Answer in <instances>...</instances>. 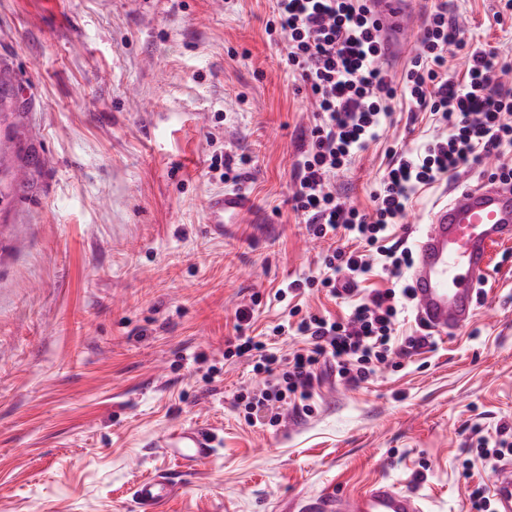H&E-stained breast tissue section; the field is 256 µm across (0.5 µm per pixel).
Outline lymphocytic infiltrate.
Here are the masks:
<instances>
[{
  "mask_svg": "<svg viewBox=\"0 0 512 512\" xmlns=\"http://www.w3.org/2000/svg\"><path fill=\"white\" fill-rule=\"evenodd\" d=\"M267 30L286 41L285 66L304 86L316 114L296 164L290 202L313 238L328 244L320 271L289 282L277 297L317 288L350 304L341 319L292 306L269 340L245 333L253 307L237 310L236 335L224 356L247 358L264 375L262 387L240 401L248 421L274 427L287 410L312 414L311 390L322 369L360 384L392 355L407 357L428 344L425 336L397 334L414 301L404 279L414 256L405 241L394 240L393 228L419 189L468 165L494 160L491 179L512 187V163L505 160L512 152V88L495 81L496 73L512 72V57L488 45L469 47L465 30L452 22L444 4L428 15L417 53L397 84L381 65L385 50L367 0H273ZM452 46L467 52L460 82L448 76ZM399 96L410 111L435 116L447 132L417 151L391 150L372 210L346 206L330 177L379 137L391 121L390 103ZM376 271L393 279V287L354 298L358 283ZM288 335L301 337L302 345L284 357L273 339Z\"/></svg>",
  "mask_w": 512,
  "mask_h": 512,
  "instance_id": "1",
  "label": "lymphocytic infiltrate"
}]
</instances>
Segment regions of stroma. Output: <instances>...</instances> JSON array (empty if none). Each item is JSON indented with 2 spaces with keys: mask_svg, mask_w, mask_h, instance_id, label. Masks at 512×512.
Masks as SVG:
<instances>
[{
  "mask_svg": "<svg viewBox=\"0 0 512 512\" xmlns=\"http://www.w3.org/2000/svg\"><path fill=\"white\" fill-rule=\"evenodd\" d=\"M269 0H0V73L14 84L0 211V512H140L132 491L161 473L165 512H284L290 502L384 478L426 512H473L469 489L496 461L477 436L512 442V241L493 245L475 315L433 345L352 385L326 379L315 411L277 428L247 423L239 394L260 378L225 359L235 310L254 294L261 331L279 323L283 283L318 270L288 203L314 113L269 42ZM496 0H448L471 44L512 56ZM395 123L332 176L370 208L393 146L439 134L428 114ZM253 156L254 208L223 235L204 224L224 191L212 153ZM474 166L421 189L403 237L436 201L478 185ZM208 426L195 467L160 448Z\"/></svg>",
  "mask_w": 512,
  "mask_h": 512,
  "instance_id": "35a3bbf8",
  "label": "stroma"
}]
</instances>
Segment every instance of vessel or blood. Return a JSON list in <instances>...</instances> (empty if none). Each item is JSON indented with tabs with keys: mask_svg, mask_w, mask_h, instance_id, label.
Here are the masks:
<instances>
[{
	"mask_svg": "<svg viewBox=\"0 0 512 512\" xmlns=\"http://www.w3.org/2000/svg\"><path fill=\"white\" fill-rule=\"evenodd\" d=\"M374 18L400 46L409 42V25L418 0H368ZM253 208L241 191H222L208 200L205 222L216 234ZM512 239V188L487 181L453 191L437 203L415 240L411 273L418 318L431 330L445 333L474 316L478 290L489 265L492 245ZM194 466L211 459L215 439L208 428L193 426L168 434L161 442ZM500 512H512V470L499 471L489 485ZM175 493L164 476L137 484L133 497L142 512H163ZM309 512H424L421 500L391 483L375 480L352 493L328 492L308 503Z\"/></svg>",
	"mask_w": 512,
	"mask_h": 512,
	"instance_id": "1",
	"label": "vessel or blood"
}]
</instances>
